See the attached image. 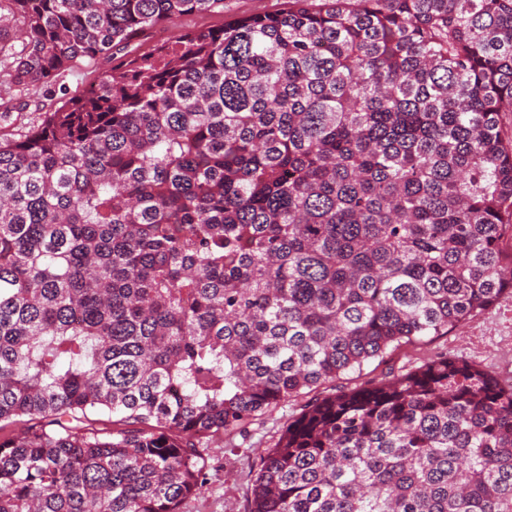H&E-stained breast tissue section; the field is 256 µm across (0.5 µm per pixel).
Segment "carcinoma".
<instances>
[{
    "label": "carcinoma",
    "mask_w": 512,
    "mask_h": 512,
    "mask_svg": "<svg viewBox=\"0 0 512 512\" xmlns=\"http://www.w3.org/2000/svg\"><path fill=\"white\" fill-rule=\"evenodd\" d=\"M0 0V512H179L202 447L512 288V0ZM22 25L13 50L6 28ZM108 412L114 428L93 427ZM249 512H512V385L441 355L311 404ZM287 0H224V12H207L185 15L173 22L164 23L148 30L134 44L136 50L146 51L171 40L180 32L220 27L225 22L255 14H272L286 7ZM107 66L102 60L82 59L59 75L51 86L30 87L20 94L12 91L17 98L15 103L21 104L22 110L13 112L11 123L0 122L2 132L18 133L36 125L43 112L51 106H60L70 97L79 94L84 86L94 80Z\"/></svg>",
    "instance_id": "obj_1"
}]
</instances>
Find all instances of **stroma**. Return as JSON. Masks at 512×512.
Wrapping results in <instances>:
<instances>
[{
    "label": "stroma",
    "mask_w": 512,
    "mask_h": 512,
    "mask_svg": "<svg viewBox=\"0 0 512 512\" xmlns=\"http://www.w3.org/2000/svg\"><path fill=\"white\" fill-rule=\"evenodd\" d=\"M287 0H224L223 10L185 15L148 30L136 42L146 51L171 40L176 34L220 27L225 22L255 14H272L285 8ZM106 68L101 60L82 59L59 75L51 86H36L18 94L20 112L14 113L0 131L17 133L39 123L43 112L79 94ZM448 355L497 379L512 376V291L504 292L489 308L463 322L445 336H429L387 351L383 358L348 372L334 385L313 394H302L269 408L244 430L210 440L206 448L210 467L205 489L187 498L180 512H248L253 480L260 468V453L273 447L286 425L298 417L311 398L331 394L333 389L352 391L414 371L439 355Z\"/></svg>",
    "instance_id": "obj_1"
}]
</instances>
